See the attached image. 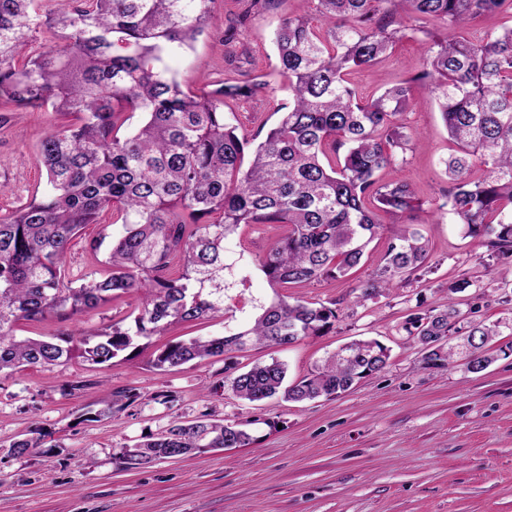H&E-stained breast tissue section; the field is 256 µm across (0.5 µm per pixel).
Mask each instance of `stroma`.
<instances>
[{"instance_id":"1","label":"stroma","mask_w":512,"mask_h":512,"mask_svg":"<svg viewBox=\"0 0 512 512\" xmlns=\"http://www.w3.org/2000/svg\"><path fill=\"white\" fill-rule=\"evenodd\" d=\"M248 3L217 0L208 34L175 67L182 84L192 88L205 78L264 77L263 88L226 114L255 136L274 127L288 104L272 39L301 4L266 0L254 11ZM425 59L423 43L406 39L352 79L369 97L421 71ZM62 122L37 109L7 113L0 124V213L46 189L38 145L45 131ZM403 123L407 149L382 177L409 182L423 202L410 220L429 243L425 266L388 293L361 300L360 289L379 267L396 225L395 218L382 216L383 232L349 276L289 291L310 302L336 301L338 319L328 334L234 357L240 370L279 359L294 381L339 345L375 338L390 349L383 371L335 397L248 403L225 385L222 360L193 361L170 372L153 368L165 341L236 333L274 297L257 260L280 230L270 224L242 227L224 243L237 280L224 292L223 317L137 339L109 364L76 358L50 370L28 367L0 377V512H512V355L502 353L512 335L496 338L493 360L482 371H468L461 359L425 370L420 345L403 328L409 310H440L451 300L464 311L479 307L491 321L512 318V258L488 255L440 207L448 190L440 160L449 142L435 101L419 94ZM115 232L106 223L86 225L70 243L68 273L78 277L101 269L103 256L89 244ZM139 304L137 296L125 294L65 321L19 322L17 333H96ZM122 389L135 390L138 400L120 417L98 416L100 400ZM159 394L168 403H157ZM207 412L246 428L253 444L136 471L120 468L119 456L145 433ZM35 429L44 436L43 447L11 455L9 444Z\"/></svg>"}]
</instances>
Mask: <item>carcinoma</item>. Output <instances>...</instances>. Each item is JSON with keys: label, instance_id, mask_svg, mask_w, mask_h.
I'll return each instance as SVG.
<instances>
[{"label": "carcinoma", "instance_id": "obj_1", "mask_svg": "<svg viewBox=\"0 0 512 512\" xmlns=\"http://www.w3.org/2000/svg\"><path fill=\"white\" fill-rule=\"evenodd\" d=\"M314 2L317 20L288 16L274 34L278 73L292 103L255 144L226 121L224 107L252 97L261 83L221 80L190 94L169 65L209 27L215 0H64L45 15L39 0H0V108L46 109L79 120L40 141L50 189L0 215V374L60 366L75 356L104 364L174 323L223 316L224 240L246 225L283 229L258 259L272 287L346 276L382 229L375 211L400 219L420 207L410 183L379 178L406 151L401 119L418 86L435 98L455 145L442 160L448 177L442 207L464 236L512 257V26L480 38L465 32L472 17L512 10V0ZM404 13L440 20L456 33L442 37L406 25ZM417 33L425 37L427 68L377 96H359L347 75ZM38 38L45 47L33 55ZM108 211L121 231L112 238L107 270L69 278L71 240ZM427 259L420 231L400 226L361 298L393 288ZM121 293L142 300L128 326L117 322L90 335L71 330L57 342L16 335L22 320L82 315ZM259 310L231 336L167 343L152 366L166 372L222 356L228 371L233 353L251 344L323 336L338 318L332 306L288 295ZM477 313L463 321L450 304L435 314H407L404 329L421 345L422 368H445L459 350L467 352L470 371L486 368L488 345L512 331V321L489 322ZM389 357L380 341L355 340L292 383L278 360L229 382L249 402L313 400L382 371ZM137 399L131 391L114 392L97 415L119 414ZM41 443L15 440L10 453L21 457ZM252 443L246 430L222 419L173 422L123 452L120 465L138 470Z\"/></svg>", "mask_w": 512, "mask_h": 512}]
</instances>
